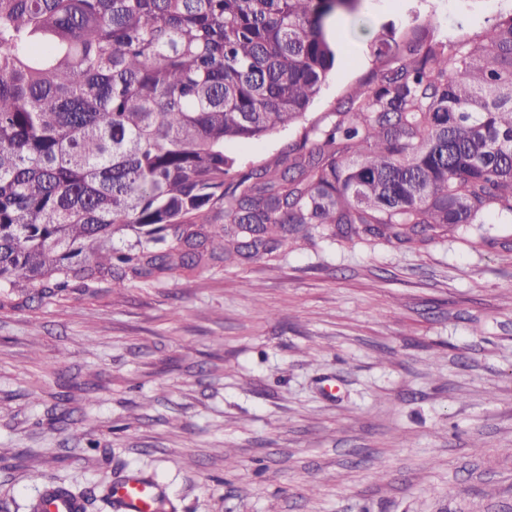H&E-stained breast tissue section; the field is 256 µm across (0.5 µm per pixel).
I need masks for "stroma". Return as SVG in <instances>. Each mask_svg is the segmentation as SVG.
Listing matches in <instances>:
<instances>
[{
	"mask_svg": "<svg viewBox=\"0 0 512 512\" xmlns=\"http://www.w3.org/2000/svg\"><path fill=\"white\" fill-rule=\"evenodd\" d=\"M512 0H367L480 35ZM321 114L374 66L333 26ZM194 279L0 288V512L136 472L164 512H512V224ZM43 474L32 483L30 472Z\"/></svg>",
	"mask_w": 512,
	"mask_h": 512,
	"instance_id": "stroma-1",
	"label": "stroma"
}]
</instances>
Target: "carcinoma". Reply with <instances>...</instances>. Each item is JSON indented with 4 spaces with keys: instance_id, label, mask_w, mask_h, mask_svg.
Here are the masks:
<instances>
[{
    "instance_id": "obj_1",
    "label": "carcinoma",
    "mask_w": 512,
    "mask_h": 512,
    "mask_svg": "<svg viewBox=\"0 0 512 512\" xmlns=\"http://www.w3.org/2000/svg\"><path fill=\"white\" fill-rule=\"evenodd\" d=\"M365 0H0V286L189 279L338 242L512 223V12L428 23L309 118ZM292 127L238 165L225 145ZM82 509L109 496L59 485Z\"/></svg>"
}]
</instances>
